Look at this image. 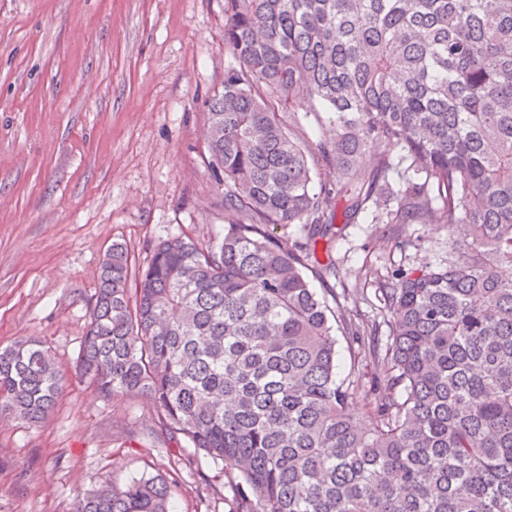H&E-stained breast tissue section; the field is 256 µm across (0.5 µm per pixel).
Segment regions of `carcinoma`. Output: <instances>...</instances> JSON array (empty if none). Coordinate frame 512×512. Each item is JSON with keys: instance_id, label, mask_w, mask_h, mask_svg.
<instances>
[{"instance_id": "carcinoma-1", "label": "carcinoma", "mask_w": 512, "mask_h": 512, "mask_svg": "<svg viewBox=\"0 0 512 512\" xmlns=\"http://www.w3.org/2000/svg\"><path fill=\"white\" fill-rule=\"evenodd\" d=\"M224 48L207 165L236 221L205 248L161 239L134 274L112 243L81 373L223 463L229 512H512V0H224ZM312 100L336 135L310 146L285 114ZM362 213L445 227L448 259L378 281L386 341L340 378L336 333L377 324L307 272L336 274L318 242ZM63 388L40 340L0 350V415L40 424ZM177 487L104 481L74 512H172Z\"/></svg>"}]
</instances>
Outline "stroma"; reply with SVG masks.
Wrapping results in <instances>:
<instances>
[{
    "label": "stroma",
    "instance_id": "1",
    "mask_svg": "<svg viewBox=\"0 0 512 512\" xmlns=\"http://www.w3.org/2000/svg\"><path fill=\"white\" fill-rule=\"evenodd\" d=\"M229 62L224 0H0V350L37 337L65 376L42 424L0 416V512H72L144 474L179 481L174 512H224L221 465L145 438L152 405L97 395L76 360L112 242L142 267L161 238L231 223L204 107ZM318 248L367 312L361 267L447 259L448 233L363 217Z\"/></svg>",
    "mask_w": 512,
    "mask_h": 512
}]
</instances>
